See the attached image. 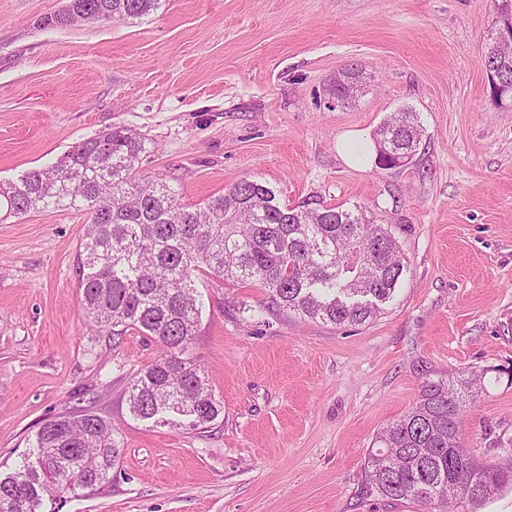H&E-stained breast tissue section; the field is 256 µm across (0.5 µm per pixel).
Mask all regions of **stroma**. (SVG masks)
<instances>
[{
  "label": "stroma",
  "instance_id": "stroma-1",
  "mask_svg": "<svg viewBox=\"0 0 512 512\" xmlns=\"http://www.w3.org/2000/svg\"><path fill=\"white\" fill-rule=\"evenodd\" d=\"M66 0H0V183L114 127L146 141L142 176L197 205L244 179L294 205L361 206L407 262L376 318L269 309L261 288L196 276L188 355L224 404L193 429L130 415L159 354L90 327L78 288L86 213L0 222V478L40 428L89 410L121 453L107 483L39 512H415L366 484L364 458L428 380L481 377L461 422L481 463L512 464V104L480 61L494 0H165L136 20L43 26ZM365 70L348 103L339 72ZM417 112L403 167L352 165L346 139Z\"/></svg>",
  "mask_w": 512,
  "mask_h": 512
}]
</instances>
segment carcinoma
<instances>
[{
	"instance_id": "cac0c4a2",
	"label": "carcinoma",
	"mask_w": 512,
	"mask_h": 512,
	"mask_svg": "<svg viewBox=\"0 0 512 512\" xmlns=\"http://www.w3.org/2000/svg\"><path fill=\"white\" fill-rule=\"evenodd\" d=\"M162 0H67L45 24L125 21L160 8ZM484 68L512 92V59L484 46ZM414 112H395L377 138L391 135L396 156L381 169L410 162L420 143ZM146 142L112 129L74 146L55 164L32 168L19 182L0 184V221L52 207L89 215L80 244L78 287L86 316L109 331L122 326L153 337L161 352L132 380L130 412L152 419L168 412L205 426L223 411L208 378L187 357L201 308L195 272L264 289L271 305L334 325L377 316L407 268L392 233L359 207L303 201L290 206L281 191L243 179L194 207L177 201L163 181L138 178ZM475 377L426 381L412 407L377 437L365 459L369 487L421 512H477L512 482V465L477 462L465 448L461 419ZM120 454L112 425L84 410L44 424L32 450L0 479V512H38L43 494H65L107 479Z\"/></svg>"
}]
</instances>
